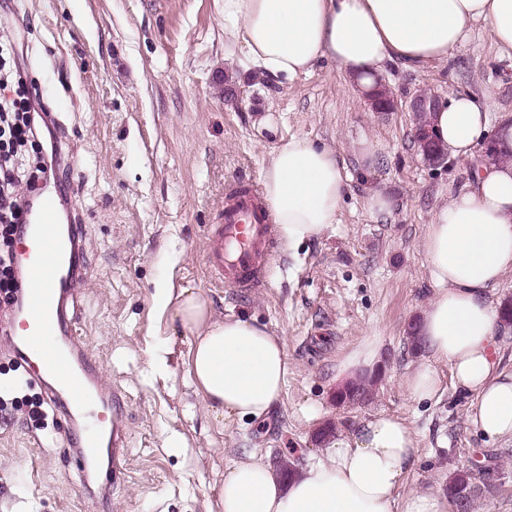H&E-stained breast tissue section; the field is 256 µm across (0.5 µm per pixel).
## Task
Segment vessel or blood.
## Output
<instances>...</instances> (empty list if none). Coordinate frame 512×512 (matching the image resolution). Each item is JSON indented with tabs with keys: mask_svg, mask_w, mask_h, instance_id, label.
Listing matches in <instances>:
<instances>
[{
	"mask_svg": "<svg viewBox=\"0 0 512 512\" xmlns=\"http://www.w3.org/2000/svg\"><path fill=\"white\" fill-rule=\"evenodd\" d=\"M28 224L16 246L24 274L37 276L38 306L21 308L12 350L30 379L44 383L49 402L64 412L101 406L94 363L81 344L75 321V275L81 237L75 226H61L57 194L39 190L29 199ZM272 217L253 184L238 181L224 189L219 223L210 225L205 249L208 283L240 293L265 287L276 252ZM109 446L111 477L98 490L107 502L120 486V465L127 446L119 423L109 434L84 426L76 437L73 455L81 462L97 457Z\"/></svg>",
	"mask_w": 512,
	"mask_h": 512,
	"instance_id": "vessel-or-blood-1",
	"label": "vessel or blood"
}]
</instances>
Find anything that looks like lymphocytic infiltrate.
Here are the masks:
<instances>
[{
	"instance_id": "f902f5d3",
	"label": "lymphocytic infiltrate",
	"mask_w": 512,
	"mask_h": 512,
	"mask_svg": "<svg viewBox=\"0 0 512 512\" xmlns=\"http://www.w3.org/2000/svg\"><path fill=\"white\" fill-rule=\"evenodd\" d=\"M44 119L25 83L14 42H0V295L15 303L22 290L13 248L27 222L28 196L47 181L52 164L43 153Z\"/></svg>"
}]
</instances>
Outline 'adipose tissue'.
<instances>
[{"mask_svg":"<svg viewBox=\"0 0 512 512\" xmlns=\"http://www.w3.org/2000/svg\"><path fill=\"white\" fill-rule=\"evenodd\" d=\"M224 46L247 69L276 81L309 74L320 61L340 64L371 89L386 63L421 70L451 62L475 24L500 53L512 57V0H223ZM490 102L452 93L432 116L449 157L474 154L488 130ZM352 176L336 152L288 138L273 148L261 176L265 202L281 240L294 246L336 222ZM423 246L435 291L418 323L428 361L403 380L414 399L441 390L438 365L471 396L468 420L491 440L512 441V370L502 365L503 328L492 294L512 274V162L484 163L439 208ZM176 315L197 335L190 376L209 408L239 421L264 420L281 402L289 362L279 336L235 316L216 321L212 303L182 290ZM377 339L346 355L338 384L373 372ZM418 461L414 432L402 418L378 414L337 432L329 458L286 480L248 453L224 469L221 512H454L442 491H410Z\"/></svg>","mask_w":512,"mask_h":512,"instance_id":"adipose-tissue-1","label":"adipose tissue"}]
</instances>
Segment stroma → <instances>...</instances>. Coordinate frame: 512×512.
Wrapping results in <instances>:
<instances>
[{
    "label": "stroma",
    "instance_id": "1",
    "mask_svg": "<svg viewBox=\"0 0 512 512\" xmlns=\"http://www.w3.org/2000/svg\"><path fill=\"white\" fill-rule=\"evenodd\" d=\"M13 17L0 41L24 48L38 103L57 124L45 136L58 156L59 212L83 229L76 320L99 387L117 394L128 451L126 481L110 503L91 487L107 456L82 467L68 452L76 427L46 405L40 424L26 408L0 416V512H217L224 468L253 452L274 464L326 458L304 410L316 406L336 430L385 413L415 433L412 490L445 487L449 472L495 454L504 484L477 512H512V444L482 436L467 419L471 399L448 381L433 400H414L403 378L423 362L409 326L434 285L426 226L469 178L478 157L447 167L413 147V115L371 112L363 90L335 63L281 83L244 69L224 49L220 0H0ZM384 83L404 98L427 90L488 95L490 128L512 115V57L475 24L452 63L411 70L388 64ZM277 128L262 129V120ZM326 146L354 182L336 224L320 237L279 244L265 288L239 294L207 285L208 224L234 179L259 183L277 138ZM391 214L371 210L374 191ZM190 289L214 317L254 318L285 344L290 369L281 403L262 424L224 419L189 377L194 329L155 284ZM378 337L381 376L364 401L339 406L336 366ZM319 421V422H320Z\"/></svg>",
    "mask_w": 512,
    "mask_h": 512
}]
</instances>
